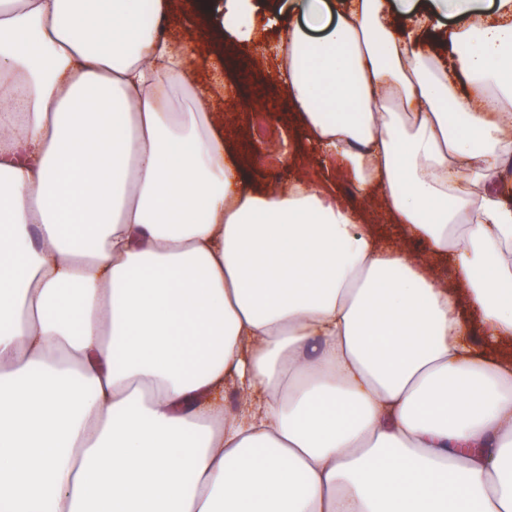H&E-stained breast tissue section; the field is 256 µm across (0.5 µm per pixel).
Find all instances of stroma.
Masks as SVG:
<instances>
[{
    "label": "stroma",
    "mask_w": 512,
    "mask_h": 512,
    "mask_svg": "<svg viewBox=\"0 0 512 512\" xmlns=\"http://www.w3.org/2000/svg\"><path fill=\"white\" fill-rule=\"evenodd\" d=\"M196 0H171L167 18L161 24L164 35L190 39L202 79L213 76L210 62L222 49V42L210 34L205 22L193 18ZM238 72L234 77L241 90L238 98L217 101L214 108L224 127V139L244 158L245 185L250 189L282 186L296 175L321 177L336 195L354 198L353 187L328 169L323 157L305 144V134L287 94L276 85L271 66L254 45L236 47ZM296 144L300 155L295 167L280 161L282 140Z\"/></svg>",
    "instance_id": "35a3bbf8"
}]
</instances>
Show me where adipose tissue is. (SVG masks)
<instances>
[{"label": "adipose tissue", "mask_w": 512, "mask_h": 512, "mask_svg": "<svg viewBox=\"0 0 512 512\" xmlns=\"http://www.w3.org/2000/svg\"><path fill=\"white\" fill-rule=\"evenodd\" d=\"M168 7L0 0V512H512V0H308L274 49L454 289L323 184L248 190Z\"/></svg>", "instance_id": "ef3b65f1"}]
</instances>
